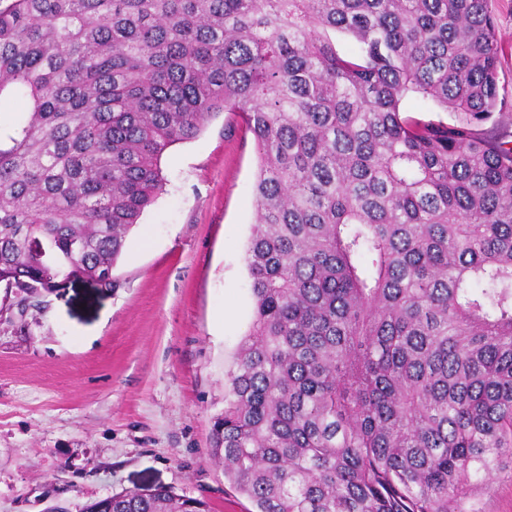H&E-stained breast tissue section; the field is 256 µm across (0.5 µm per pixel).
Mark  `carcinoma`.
I'll list each match as a JSON object with an SVG mask.
<instances>
[{
	"mask_svg": "<svg viewBox=\"0 0 512 512\" xmlns=\"http://www.w3.org/2000/svg\"><path fill=\"white\" fill-rule=\"evenodd\" d=\"M490 0H8L0 278L98 277L223 112L254 302L209 455L254 512H482L512 457V142ZM357 43L352 55L336 36ZM408 98L452 114L424 120ZM80 512H209L155 486Z\"/></svg>",
	"mask_w": 512,
	"mask_h": 512,
	"instance_id": "carcinoma-1",
	"label": "carcinoma"
}]
</instances>
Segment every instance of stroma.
<instances>
[{
    "mask_svg": "<svg viewBox=\"0 0 512 512\" xmlns=\"http://www.w3.org/2000/svg\"><path fill=\"white\" fill-rule=\"evenodd\" d=\"M512 135V0H493ZM163 192L128 236L111 287L77 280L18 312L0 288V512H44L162 485L211 512L253 504L208 455L253 313L244 254L255 140L233 112L170 147Z\"/></svg>",
    "mask_w": 512,
    "mask_h": 512,
    "instance_id": "35a3bbf8",
    "label": "stroma"
}]
</instances>
